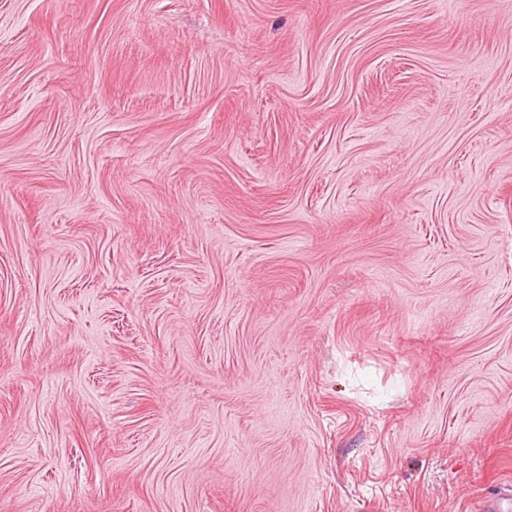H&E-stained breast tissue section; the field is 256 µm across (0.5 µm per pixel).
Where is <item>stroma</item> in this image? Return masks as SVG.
<instances>
[{"label":"stroma","instance_id":"stroma-1","mask_svg":"<svg viewBox=\"0 0 512 512\" xmlns=\"http://www.w3.org/2000/svg\"><path fill=\"white\" fill-rule=\"evenodd\" d=\"M508 484L512 0H0V512Z\"/></svg>","mask_w":512,"mask_h":512}]
</instances>
